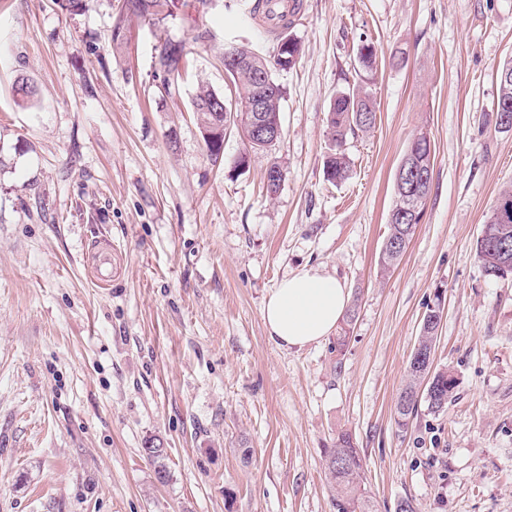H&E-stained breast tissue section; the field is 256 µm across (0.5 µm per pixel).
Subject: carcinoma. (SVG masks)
Instances as JSON below:
<instances>
[{
    "label": "carcinoma",
    "instance_id": "carcinoma-1",
    "mask_svg": "<svg viewBox=\"0 0 512 512\" xmlns=\"http://www.w3.org/2000/svg\"><path fill=\"white\" fill-rule=\"evenodd\" d=\"M271 0H254L251 12L260 15L272 23L271 30L276 34V42H281L288 35L292 25L291 17L297 14L299 3L293 2L290 9L278 11L268 7ZM118 13L113 21L112 44L122 45L121 39L128 30L129 19L135 17L149 24H157L171 15L169 0H119ZM243 66L238 80L234 81L237 97L245 100L253 90L254 75L267 72L270 78L271 105L267 117L274 123L281 116L283 88L273 79L271 58L238 43L231 44ZM187 48L183 41L167 39L156 47L155 68L162 76V89L170 94L175 81L185 71L187 65ZM337 98L331 103L328 120V135L332 144L330 152L324 157L323 172L327 181L340 183L351 172V160L345 152L349 136L371 129L376 120L373 98L364 85L357 82L352 86L336 91ZM224 96L211 90H200L193 99L192 112L201 131L208 156H217L224 152V135L216 133L213 127V113L223 111L220 100ZM404 157L408 158L417 172L430 174L433 170L430 139L426 134L416 135L409 143ZM431 178L418 182L413 191L404 195L399 188H394V198L388 214L389 234L379 255L380 266L389 269L399 263L406 252L414 234L419 215L430 193ZM482 232L485 236L477 237L475 254L486 276L492 279H504L512 276V186L504 188L496 198L491 214ZM507 241L509 254L503 255L490 246V241ZM442 318L440 296L427 305L418 347L432 349L436 331ZM458 386V379L448 368L433 369L432 364L415 357L410 358L407 367V380L399 394L396 405L395 423L402 433L409 430L417 413L419 398H424L427 409L438 414L448 408ZM147 447L153 449L148 459L154 465L158 482L169 479L165 463L167 452L163 443L157 438L147 441ZM326 466L334 494L332 504L334 512H372L371 500L363 482V460L351 433H340L333 447L326 449Z\"/></svg>",
    "mask_w": 512,
    "mask_h": 512
}]
</instances>
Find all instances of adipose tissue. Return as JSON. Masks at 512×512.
<instances>
[{
    "label": "adipose tissue",
    "instance_id": "ef3b65f1",
    "mask_svg": "<svg viewBox=\"0 0 512 512\" xmlns=\"http://www.w3.org/2000/svg\"><path fill=\"white\" fill-rule=\"evenodd\" d=\"M348 305L343 284L311 268L285 278L271 291L262 318L270 340L285 349H300L334 332Z\"/></svg>",
    "mask_w": 512,
    "mask_h": 512
}]
</instances>
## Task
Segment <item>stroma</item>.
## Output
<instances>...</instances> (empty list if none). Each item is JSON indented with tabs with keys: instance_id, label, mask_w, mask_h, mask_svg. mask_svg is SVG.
<instances>
[{
	"instance_id": "35a3bbf8",
	"label": "stroma",
	"mask_w": 512,
	"mask_h": 512,
	"mask_svg": "<svg viewBox=\"0 0 512 512\" xmlns=\"http://www.w3.org/2000/svg\"><path fill=\"white\" fill-rule=\"evenodd\" d=\"M251 0L130 24L118 0H0V512H334L325 450L352 433L374 512H512V277L485 275L474 242L512 184L497 70L512 59V0H301L298 63L274 78L283 135L239 166L237 129L213 163L191 110L224 96V44L271 53ZM208 30L207 42H194ZM186 41L170 94L157 42ZM371 43L373 71L357 53ZM365 81L376 123L349 139V178H324L336 90ZM36 94L19 102L20 85ZM434 154L423 219L381 272L397 168L410 139ZM278 162L284 180L263 179ZM120 252L110 288L91 247ZM358 301L351 337L272 343L263 303L305 268ZM441 297L435 368L447 409L396 402L427 303ZM167 450L158 483L142 448ZM251 459H244L243 448Z\"/></svg>"
}]
</instances>
